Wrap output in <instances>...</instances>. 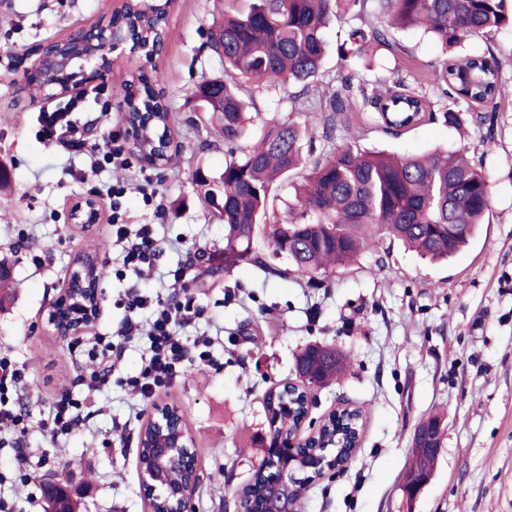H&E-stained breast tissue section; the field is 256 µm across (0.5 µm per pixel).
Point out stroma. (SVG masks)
Returning a JSON list of instances; mask_svg holds the SVG:
<instances>
[{"label": "stroma", "instance_id": "obj_1", "mask_svg": "<svg viewBox=\"0 0 512 512\" xmlns=\"http://www.w3.org/2000/svg\"><path fill=\"white\" fill-rule=\"evenodd\" d=\"M253 0H174L165 48L155 62L114 53L107 85L109 119L119 109L132 77L159 78L170 108L169 127L179 144L170 164L156 171L138 159L129 168L92 169L89 158L60 143L40 140L38 116L48 101L30 95L21 72L0 66V165L9 183L0 190V260L13 269L17 290L0 312V355L27 363L33 375L23 397L28 431L23 448L0 435V499L13 512H44L45 479L71 484L80 512H150L142 485L137 434L154 413L139 408L120 380L134 374L145 353L143 340H127L106 385L89 389L85 351L116 333L128 315L117 301L132 287L174 300L193 293L205 310L185 337H209L212 365L185 363L157 401L184 415L195 447L201 485L192 512H235V492L247 484L269 432L265 394L294 379L295 358L307 345L332 346L348 357L345 376L314 392L303 431L311 433L334 408L363 410L359 448L347 467L315 479L298 512H512V29L473 37L458 56L493 51L502 64L506 94L496 110L473 107L461 130L422 119L391 133L353 117L340 133L361 149L421 154L435 149L466 153L483 171L490 210L471 244L445 264L422 259L398 242L383 243L350 266L318 281L278 277L255 264L224 265L222 196L208 201L198 176L224 169V143L210 129L193 90L219 73L205 32L224 10L247 12ZM121 0H0V54L25 55L49 39L61 40L90 22L107 23ZM357 22L331 20L330 47L307 102L292 106L277 88L256 91L260 119L320 124L319 101L349 74L335 47ZM404 51H382L366 82L423 83L442 58L430 38L399 32ZM492 149H485V142ZM103 183H124L119 204L100 201V219L85 228L70 223L85 198L77 172ZM151 182L154 205L137 187ZM120 209L125 223L151 224L163 255L157 274L116 276L121 247L109 217ZM106 263L99 314L81 332L82 347L60 342L47 323L78 255ZM196 275L185 288H160L159 275L178 262ZM220 267V275L209 270ZM70 395L89 412L84 428L58 439L40 428L54 398ZM441 416L443 437L433 475L420 494L406 498L411 438L417 425Z\"/></svg>", "mask_w": 512, "mask_h": 512}]
</instances>
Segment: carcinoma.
<instances>
[{"label": "carcinoma", "instance_id": "obj_1", "mask_svg": "<svg viewBox=\"0 0 512 512\" xmlns=\"http://www.w3.org/2000/svg\"><path fill=\"white\" fill-rule=\"evenodd\" d=\"M509 0H256L245 14H224L208 31L206 45L223 71L203 80L194 92L207 120L224 138V171L217 178L197 180L207 200L217 191L224 198V267L241 261L268 266L258 250L264 232L272 253L287 261L281 274L310 281L328 270L346 267L381 238L399 241L432 261L454 257L483 223L490 206L483 172L458 152L395 155L359 149L343 142L334 150L315 154L314 143L331 141L347 130L350 113L371 107L366 120L387 130H404L424 117H434L427 96L406 85L378 84L366 89L361 78H347L326 100L320 127L295 122L269 121L257 141L238 146L245 135L247 108L254 104L251 90L262 86L300 90L289 96L296 103L312 91L326 53L324 30L331 16L346 12L361 22L338 46L343 59L361 60L379 51H394V29H413L431 36L448 49L471 36L512 27ZM125 23L143 40L164 30V11L134 0ZM158 80L145 79L127 92L129 120L151 114V135L167 128L169 110L156 89ZM426 85L448 96L451 106L441 111L444 124L459 128L463 117L458 102L467 107L491 105L501 93V64L494 54L446 57L433 67ZM300 174V181L292 176ZM294 190L288 219L272 224L276 183ZM312 367L316 384L327 386L344 368L335 348L306 346L297 356L295 370ZM301 394L284 386L267 393L265 407L277 422L276 432L294 431L302 412ZM428 443L418 435L411 440L407 481L415 468L431 465ZM266 460H261L248 484L239 490L246 499L262 497Z\"/></svg>", "mask_w": 512, "mask_h": 512}]
</instances>
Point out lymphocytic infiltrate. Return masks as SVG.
Listing matches in <instances>:
<instances>
[{"label":"lymphocytic infiltrate","mask_w":512,"mask_h":512,"mask_svg":"<svg viewBox=\"0 0 512 512\" xmlns=\"http://www.w3.org/2000/svg\"><path fill=\"white\" fill-rule=\"evenodd\" d=\"M99 106L101 111H108L111 105V93L107 86L98 85L82 89L70 95L53 108L39 114L38 135L44 140H56L73 151L90 155L95 164H112L127 166L128 161L123 152L122 130L111 129L104 133L101 141H93L91 133L93 122L82 121L81 113L89 111L91 106ZM112 235L122 243V266L134 275H143L144 271L155 268L160 256L154 228L149 224L130 229L120 220L111 223ZM126 304L129 309L148 308L152 318L148 324H141L134 319H127L120 331V342L99 338L96 349L88 353L89 360L98 361L99 368L90 376L91 386H100L105 375L112 369L111 355L120 354L122 340L142 336L147 340L146 354L139 371L124 380L134 394L139 396L142 404H149L162 391L168 388L180 374L185 362L208 365L212 362L211 341L207 338L195 341L184 340L178 334L180 327L200 318L202 309L194 296L183 294L176 302H165L162 297L130 293ZM28 386V370L25 365L0 358V424L17 428L24 421L16 404L11 403V396L24 392ZM86 417L82 405L69 396H61L53 401L51 410L41 423L42 428L52 436H67L84 425Z\"/></svg>","instance_id":"obj_1"}]
</instances>
